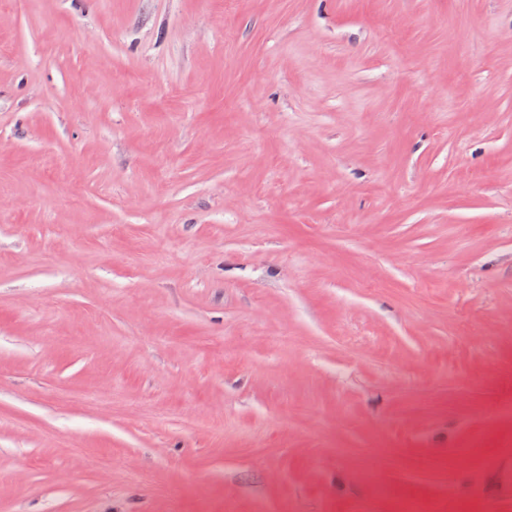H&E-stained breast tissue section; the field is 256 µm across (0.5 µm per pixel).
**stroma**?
Segmentation results:
<instances>
[{
    "instance_id": "1",
    "label": "stroma",
    "mask_w": 512,
    "mask_h": 512,
    "mask_svg": "<svg viewBox=\"0 0 512 512\" xmlns=\"http://www.w3.org/2000/svg\"><path fill=\"white\" fill-rule=\"evenodd\" d=\"M405 502L512 512V0H0V512Z\"/></svg>"
}]
</instances>
